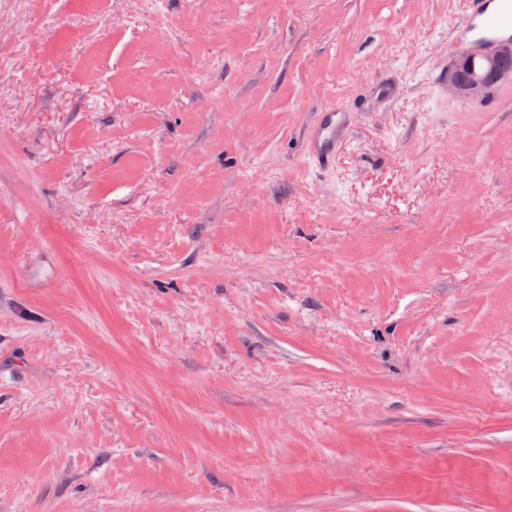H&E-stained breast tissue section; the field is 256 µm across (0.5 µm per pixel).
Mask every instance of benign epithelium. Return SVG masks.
Wrapping results in <instances>:
<instances>
[{"label":"benign epithelium","mask_w":512,"mask_h":512,"mask_svg":"<svg viewBox=\"0 0 512 512\" xmlns=\"http://www.w3.org/2000/svg\"><path fill=\"white\" fill-rule=\"evenodd\" d=\"M512 81V43L480 54L464 53L448 71V87L467 98H482L495 85Z\"/></svg>","instance_id":"obj_1"}]
</instances>
